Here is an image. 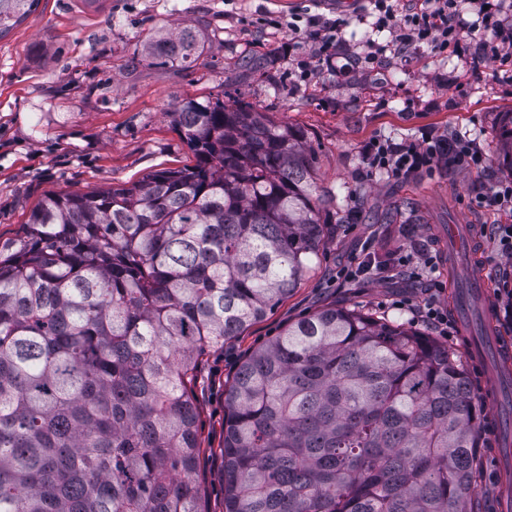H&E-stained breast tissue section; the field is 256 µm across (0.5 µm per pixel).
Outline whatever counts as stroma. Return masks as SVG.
I'll list each match as a JSON object with an SVG mask.
<instances>
[{"mask_svg":"<svg viewBox=\"0 0 512 512\" xmlns=\"http://www.w3.org/2000/svg\"><path fill=\"white\" fill-rule=\"evenodd\" d=\"M369 8L368 0H39L0 38V243L21 234L45 195L128 185L194 164L168 117L190 99L250 104L301 130L313 151L329 225L323 246L287 300L210 352L201 367L195 400L207 449L200 468L206 512H224L225 384L244 355L331 305L363 307L454 350L485 413L478 495L487 512H512L499 479L512 473V458L495 463L503 404L476 381L471 339L475 321L512 339V317L503 312L512 303V267L498 249V227L512 222V210L475 202L512 181V157L500 138L503 115L512 112V69L473 49L405 59L389 51L364 68ZM314 15L340 22L333 37L348 65L343 76L320 68L301 74L300 60L315 47ZM185 28L197 38L196 63L145 60L147 36ZM384 137L471 140L484 164H440L405 180L368 174L363 149ZM425 251L433 265L423 264ZM367 255L376 269L353 282L340 279ZM403 255L413 277L388 271ZM474 274L484 277L487 297L465 314L454 308L453 292ZM430 301L447 309V328L423 318Z\"/></svg>","mask_w":512,"mask_h":512,"instance_id":"35a3bbf8","label":"stroma"}]
</instances>
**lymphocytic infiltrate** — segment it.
<instances>
[{
    "instance_id": "1",
    "label": "lymphocytic infiltrate",
    "mask_w": 512,
    "mask_h": 512,
    "mask_svg": "<svg viewBox=\"0 0 512 512\" xmlns=\"http://www.w3.org/2000/svg\"><path fill=\"white\" fill-rule=\"evenodd\" d=\"M505 0H414L407 13H399L397 0H371L373 17L368 46L374 52L394 48L405 55L427 48L438 53L457 52L479 40L482 54L498 57L512 48V29L503 23ZM363 163L372 173L402 179L441 163L480 165L483 157L472 142L443 140L420 143L411 139L372 140L363 150Z\"/></svg>"
}]
</instances>
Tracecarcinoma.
<instances>
[{"label": "carcinoma", "instance_id": "1", "mask_svg": "<svg viewBox=\"0 0 512 512\" xmlns=\"http://www.w3.org/2000/svg\"><path fill=\"white\" fill-rule=\"evenodd\" d=\"M38 0H0V35ZM195 59L189 29L149 38ZM195 164L49 194L0 246V512H206L208 349L288 298L328 231L304 134L171 113ZM480 410L453 352L329 306L224 389V512H477Z\"/></svg>", "mask_w": 512, "mask_h": 512}]
</instances>
